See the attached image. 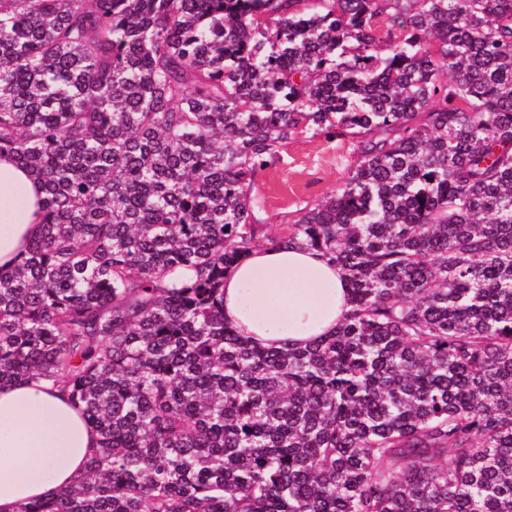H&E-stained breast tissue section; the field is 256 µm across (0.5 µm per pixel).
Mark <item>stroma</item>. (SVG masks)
<instances>
[{
  "label": "stroma",
  "mask_w": 512,
  "mask_h": 512,
  "mask_svg": "<svg viewBox=\"0 0 512 512\" xmlns=\"http://www.w3.org/2000/svg\"><path fill=\"white\" fill-rule=\"evenodd\" d=\"M355 140L302 136L290 142L254 178V210L263 231L259 246L283 234L305 210L335 194L359 164Z\"/></svg>",
  "instance_id": "stroma-1"
}]
</instances>
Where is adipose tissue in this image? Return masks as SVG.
I'll use <instances>...</instances> for the list:
<instances>
[{"label": "adipose tissue", "mask_w": 512, "mask_h": 512, "mask_svg": "<svg viewBox=\"0 0 512 512\" xmlns=\"http://www.w3.org/2000/svg\"><path fill=\"white\" fill-rule=\"evenodd\" d=\"M40 184L13 158L0 159V274L8 273L42 232ZM338 269L310 251H251L224 276V321L276 349L330 335L349 309ZM97 435L45 381L0 389V512L70 486Z\"/></svg>", "instance_id": "obj_1"}]
</instances>
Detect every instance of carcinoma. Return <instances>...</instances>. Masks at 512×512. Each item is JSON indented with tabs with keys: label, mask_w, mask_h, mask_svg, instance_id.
Instances as JSON below:
<instances>
[{
	"label": "carcinoma",
	"mask_w": 512,
	"mask_h": 512,
	"mask_svg": "<svg viewBox=\"0 0 512 512\" xmlns=\"http://www.w3.org/2000/svg\"><path fill=\"white\" fill-rule=\"evenodd\" d=\"M329 129L360 163L271 245L350 309L264 348L224 273L256 171ZM4 154L44 200L0 388L98 434L18 512H512V0H0Z\"/></svg>",
	"instance_id": "1"
}]
</instances>
